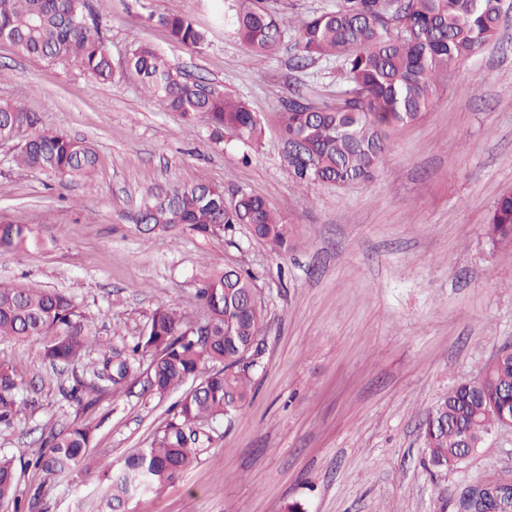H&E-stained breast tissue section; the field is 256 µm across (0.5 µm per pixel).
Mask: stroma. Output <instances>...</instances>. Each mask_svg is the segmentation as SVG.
Masks as SVG:
<instances>
[{"instance_id":"35a3bbf8","label":"stroma","mask_w":512,"mask_h":512,"mask_svg":"<svg viewBox=\"0 0 512 512\" xmlns=\"http://www.w3.org/2000/svg\"><path fill=\"white\" fill-rule=\"evenodd\" d=\"M87 4L114 67L151 45L215 95L246 101L265 128L248 149L230 130L187 127L132 76L103 84L0 43V103H21L98 156L93 182L62 184L0 144V222L28 229L21 245L0 247V281L75 297L101 345L118 350L158 305L199 319L195 293L217 264L252 271L268 301L253 397L199 464L123 512H454L465 485L511 477L512 428L437 473L423 423L450 388L512 349V247L486 235L496 199L512 189V0H500L497 36L449 72L421 120L394 133L376 177L340 187L298 184L283 158L288 100L331 105L344 88L335 61L298 64L294 30L257 65L222 21L233 0ZM172 9L205 33L201 47L157 22ZM197 183L229 202L241 190L267 200L290 228L288 251L244 224L230 238L186 226L163 241L136 224L144 202ZM40 348L0 339V363L26 400L13 425L0 424V456L14 457L32 512H75L102 465L149 446L180 394L136 385L83 408L63 395L71 371ZM75 423L92 428L86 463L49 480L28 466L50 432Z\"/></svg>"}]
</instances>
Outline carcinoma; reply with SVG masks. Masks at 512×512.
I'll return each mask as SVG.
<instances>
[{"mask_svg": "<svg viewBox=\"0 0 512 512\" xmlns=\"http://www.w3.org/2000/svg\"><path fill=\"white\" fill-rule=\"evenodd\" d=\"M85 0H0V38L19 54L49 62H73L108 82L116 76L109 39ZM159 24L187 47L206 36L181 13L157 16ZM228 22L246 44L249 58L261 61L281 42L278 17L259 0H235ZM499 30L498 0H342L334 11L314 15L295 28L298 59L333 57L339 64L347 97L315 109L302 95L289 101L281 116V136L288 144L284 160L300 184L345 185L370 181L389 150L391 136L418 121L432 106L439 78L475 55ZM125 70L184 122L205 121L216 130H232L244 145L263 136L259 116L247 103L212 94L189 82L170 59L139 44ZM18 142L16 161L66 181L87 182L98 157L87 144L43 128L38 114L20 105L0 104V142ZM139 223L164 239L187 224L200 233L218 227L232 235L246 224L253 237L275 252L288 249L290 232L283 217L264 199L243 193L224 206V190L198 183L175 188L147 202ZM487 236L497 245L512 243V191L497 199ZM27 238L19 224H0V246ZM203 318L189 323L177 310L159 305L145 331L126 353L100 348V357L84 361L97 339L65 294L15 288L0 282V338L43 339L42 355L54 364L80 363L90 382H76L66 397L82 404L102 393L119 395L141 375L148 361L143 394L163 396L184 386L172 417L150 445L114 468H102L99 504L77 512H122L133 496L158 490L189 470L209 450L211 432L236 417L252 394L253 344L266 318V305L253 275L239 267L214 269L196 292ZM24 401L16 383L0 366V422H10ZM425 422V453L444 471L464 464L463 448H479L488 435L512 423V351L504 350L479 375L442 396ZM91 428L75 425L52 433L34 466L47 476L71 471L86 460ZM504 478L486 480L455 503L458 512H484L498 496ZM15 459L0 456V501L18 502Z\"/></svg>", "mask_w": 512, "mask_h": 512, "instance_id": "1", "label": "carcinoma"}]
</instances>
